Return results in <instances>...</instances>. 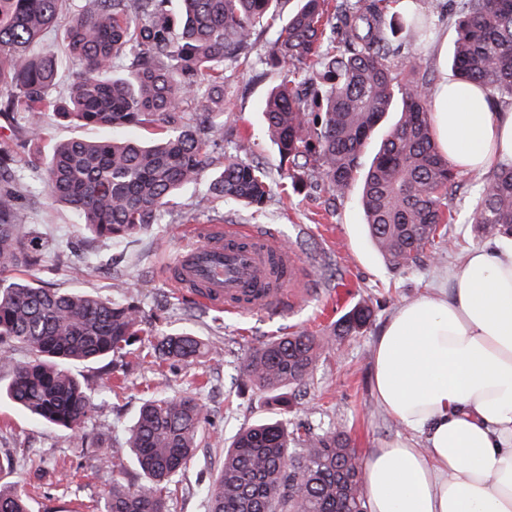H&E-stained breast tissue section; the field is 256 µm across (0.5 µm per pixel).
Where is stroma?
<instances>
[{
  "label": "stroma",
  "mask_w": 512,
  "mask_h": 512,
  "mask_svg": "<svg viewBox=\"0 0 512 512\" xmlns=\"http://www.w3.org/2000/svg\"><path fill=\"white\" fill-rule=\"evenodd\" d=\"M422 43L395 57L396 68L408 66L425 73L430 83L452 78L443 68L440 49L453 43V19L424 18ZM269 38L260 36L249 62L229 72L224 82V142L226 154L260 163L272 187V197L260 212L210 204L206 182L187 186L170 205L171 218L153 225L132 242L90 239L69 208L54 201L41 186L20 200L23 218L34 236L48 246L44 266L25 272V279L44 288L80 290L118 298L123 292L138 297L146 317L166 332L188 329L206 344V354L172 368L149 355V337L132 347L118 364L98 362L75 366L74 372L92 389L97 410L83 436L46 426L28 418L8 400H0V456L14 455L11 474L0 483L22 484L30 495L31 512H98L117 473L100 459L125 439L143 402L151 396L197 392L209 410L204 439L168 502L169 512H205L201 488L215 476L236 432L273 412L260 392L238 397L239 367L253 346L272 336L304 331L328 336L350 308L367 303L373 311L367 331L333 343L316 363L313 380L284 419L307 422L318 430L346 433L361 455L383 442L411 437L378 404L373 385V344L388 317L404 302L424 293L447 290L450 276L479 239L469 222L480 186L473 175L459 177L449 202L454 221L451 241L439 255L424 254L409 270L391 269L363 224L357 191L336 199L325 187L293 186L267 140L259 107L285 76L264 65ZM43 135L35 148L48 152L56 143L76 137L107 138V130L79 127L53 116L44 119ZM202 224L225 219L258 224L279 234L302 259L312 291L288 315L231 316L203 310L190 312L188 298L177 295L162 272L181 247L182 216ZM80 273H72L70 262Z\"/></svg>",
  "instance_id": "1"
}]
</instances>
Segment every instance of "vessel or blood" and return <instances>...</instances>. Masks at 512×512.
<instances>
[{"instance_id": "b4317fda", "label": "vessel or blood", "mask_w": 512, "mask_h": 512, "mask_svg": "<svg viewBox=\"0 0 512 512\" xmlns=\"http://www.w3.org/2000/svg\"><path fill=\"white\" fill-rule=\"evenodd\" d=\"M167 278L204 308L230 315L286 313L309 295L300 257L255 224H190Z\"/></svg>"}]
</instances>
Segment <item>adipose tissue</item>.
I'll return each mask as SVG.
<instances>
[{"instance_id": "ef3b65f1", "label": "adipose tissue", "mask_w": 512, "mask_h": 512, "mask_svg": "<svg viewBox=\"0 0 512 512\" xmlns=\"http://www.w3.org/2000/svg\"><path fill=\"white\" fill-rule=\"evenodd\" d=\"M435 132L457 172L512 165V108L442 81ZM376 399L424 446L364 460L368 512H512V242L474 246L447 292L400 306L373 354Z\"/></svg>"}]
</instances>
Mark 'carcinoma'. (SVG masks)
I'll return each mask as SVG.
<instances>
[{
    "label": "carcinoma",
    "instance_id": "1",
    "mask_svg": "<svg viewBox=\"0 0 512 512\" xmlns=\"http://www.w3.org/2000/svg\"><path fill=\"white\" fill-rule=\"evenodd\" d=\"M71 0H0V124L40 139L43 117L76 126L150 129L149 142L80 138L53 146L46 161L0 146V360L14 347L31 356L12 365L0 387L41 423L80 431L96 398L71 365L126 353L152 336L154 357L174 366L204 353L189 330L148 331L134 297L108 299L35 286L19 274L47 250L20 210L27 173L43 170L44 189L91 234L128 241L161 223L166 205L210 173L207 201L258 210L270 195L267 172L217 153L224 141V72L249 58L259 20L280 0H89L69 16L71 77L55 91L54 54L38 52L45 31ZM269 42L265 64L300 75L273 88L262 105L265 131L287 177L317 176L343 198L360 156L385 114L396 122L361 185L369 236L396 270L446 248L454 221L448 195L458 173L435 137L429 83L397 71L386 23L390 0H295ZM451 53L456 80L487 94L491 111L512 106V0H458ZM481 194L471 224L479 237H512V166L476 173ZM365 303L349 310L334 336H360L372 320ZM328 342L306 332L270 338L241 364L245 381L287 407L286 392L313 380ZM208 408L195 393L147 400L124 444L102 457L128 459L143 482H112L101 512H168V489L196 456ZM207 512H367L362 458L343 432L288 429L264 418L236 435L212 483ZM0 512H29L20 487L0 485Z\"/></svg>",
    "mask_w": 512,
    "mask_h": 512
}]
</instances>
